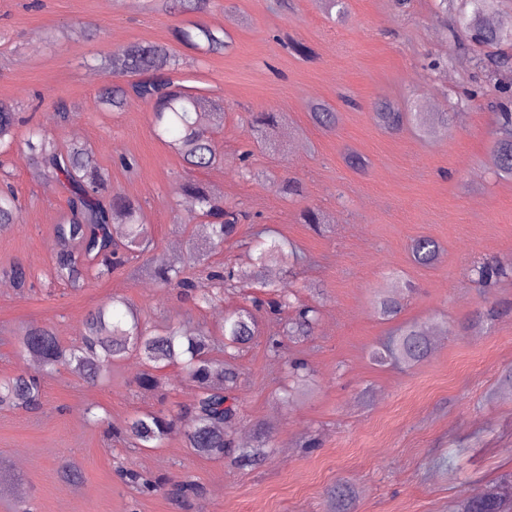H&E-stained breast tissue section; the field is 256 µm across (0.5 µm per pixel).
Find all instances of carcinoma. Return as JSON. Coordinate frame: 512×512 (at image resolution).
Returning <instances> with one entry per match:
<instances>
[{
  "instance_id": "carcinoma-1",
  "label": "carcinoma",
  "mask_w": 512,
  "mask_h": 512,
  "mask_svg": "<svg viewBox=\"0 0 512 512\" xmlns=\"http://www.w3.org/2000/svg\"><path fill=\"white\" fill-rule=\"evenodd\" d=\"M497 0H460L456 8L457 22L471 38L487 51L475 57L476 68L486 81L495 84L504 102L500 103L499 127L492 145L495 172L503 178H512V82L504 77L512 75V53L502 49L512 43V31L491 24L488 16ZM212 0H150L158 11L206 13ZM175 41L198 51L215 54L224 51V30L204 24L177 27ZM94 67L112 69L125 78L101 89L94 97L98 106L121 109L129 101H141L152 112L158 135L178 155L190 170H209L222 163L209 134L210 121L223 119L221 104L203 97L183 85V59L166 45L134 44L119 47L108 54L91 59ZM312 119L319 125L336 124V113L326 104L312 107ZM373 119L379 127L398 132L405 126L420 131L424 137H433L448 129V113L437 112L425 116L422 112H404L389 101L375 106ZM18 113L0 103V153L13 149L25 152L37 178L58 183L67 193L66 212L54 227L57 250L49 270L50 279L74 290L87 288L95 280L112 275L129 261L149 250L152 238L142 219L139 203L112 190L108 173L99 168L87 147L81 143L61 145L54 136L41 127L29 130L26 139H17ZM182 197L183 219L190 223L198 218L206 228V240L215 248L233 239L239 224L249 218L247 211L227 205L212 196L197 183L185 182L176 189ZM20 205L10 186L0 188V230L16 223ZM257 251L254 269L249 276L263 288L266 298L255 297L251 305L242 307L224 318L223 352L231 358L241 346L254 336L255 311L266 305L273 313L293 306L292 294L266 278L268 266L286 260L301 259L290 244L276 237L255 241ZM439 246L428 236H419L411 244L413 262L420 267L432 266L438 258ZM143 273L153 279L163 291L192 293L196 284L183 266L177 263L147 265ZM16 288L23 291L32 287L31 273L21 264L5 270ZM470 274L484 284H492L512 274L499 262H478ZM211 289L202 294L201 301L212 306L224 301V290L235 287L241 278L232 266L210 268L207 271ZM374 309L382 318L397 315L400 303L389 293L376 295ZM319 319L314 306H302L284 325L287 336H308ZM431 350L428 327L407 325L390 337L383 349L375 353L382 363L395 359L413 364L425 358ZM212 339L206 329H192L185 325L153 328L146 316L132 308L127 299L114 295L90 310L83 319L77 344L63 346L49 327L30 328L21 335L16 356L39 359L38 372H20L0 378V407L36 411L43 405L44 378L67 366L91 383L105 379L112 363L131 355L139 357L147 366L138 378L143 390L163 389L160 371L170 365L180 366L197 387V398L189 414L176 419L163 411H146L135 415L112 435L122 438L135 448H157L174 432L183 435L186 446L200 457H222L231 448L224 436V424L236 417L235 398L231 395L237 385L238 373L228 362L211 357ZM119 474L124 482L146 492L157 484L140 472L133 463L122 466ZM512 487V473L501 476L494 486L478 491L460 505L457 512H507V497L501 492ZM200 492L194 481L182 479L171 484L170 495L185 503Z\"/></svg>"
}]
</instances>
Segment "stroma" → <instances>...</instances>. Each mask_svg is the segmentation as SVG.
I'll return each mask as SVG.
<instances>
[{"label": "stroma", "mask_w": 512, "mask_h": 512, "mask_svg": "<svg viewBox=\"0 0 512 512\" xmlns=\"http://www.w3.org/2000/svg\"><path fill=\"white\" fill-rule=\"evenodd\" d=\"M214 0L210 13L146 10L145 0H0V102L27 117L17 128L42 125L64 142L85 144L111 176L113 189L143 208L153 247L142 262L185 258L204 238L179 221L174 192L185 177L181 159L153 131L148 109L137 102L115 111L97 107L93 92L112 85L96 78L90 58L130 44H172L174 28L204 23L223 29V53L181 54L188 85L222 101L224 122L213 131L222 163L195 173L224 201L253 214L233 241L213 250V264L243 272L223 303L207 308L177 292L161 294L149 277L115 271L76 291L50 281L53 227L66 207L50 181L31 176V162L13 153L0 162L20 203L17 223L0 230V270L19 263L32 274L25 294L0 290V377L29 370L15 355L30 325L50 326L64 345L80 336L85 314L112 295L124 296L150 322L174 320L211 331L221 341L225 314L257 295L245 274L253 264L250 243L264 228L301 250L293 268L269 266L267 276L316 306L311 336H282L280 315L259 312L252 341L233 362L238 418L225 432L235 447L250 448L257 430L265 454L252 466L233 456L210 459L186 448L182 434L157 448H135L112 432L142 411L183 416L197 389L177 366L164 369L166 392L139 390L145 366L132 357L114 365L107 381L93 385L61 369L44 384L35 412L0 409V462L14 477L0 495V512H329L352 489L351 512H453L457 502L512 472V278L487 286L469 273L483 260L512 262V179L499 178L491 161L497 128L494 95L467 101L482 75L478 48L434 0H347L345 21L329 18L324 0ZM60 30L57 42L44 33ZM292 35L311 46L304 60L283 41ZM417 105L425 113L451 112L447 134L422 137L412 128L379 129L375 103ZM72 108L57 126L54 107ZM333 108L334 128L315 124L309 105ZM262 112L279 115L277 126L257 135ZM251 149L252 173L238 155ZM367 166L355 171L345 155ZM124 155L138 167L119 166ZM291 179L303 194L286 197ZM307 207L322 210L321 229L301 223ZM428 236L440 246L429 268L411 260L410 244ZM396 291L400 313L380 320L377 289ZM497 317L479 320L487 307ZM430 326L431 354L409 366H379L371 352L405 324ZM279 339V355L268 350ZM307 363L312 383L284 397L288 363ZM81 475L63 482L59 468ZM139 464L150 478L183 477L203 488L180 507L167 490L141 494L123 484L118 467Z\"/></svg>", "instance_id": "obj_1"}]
</instances>
